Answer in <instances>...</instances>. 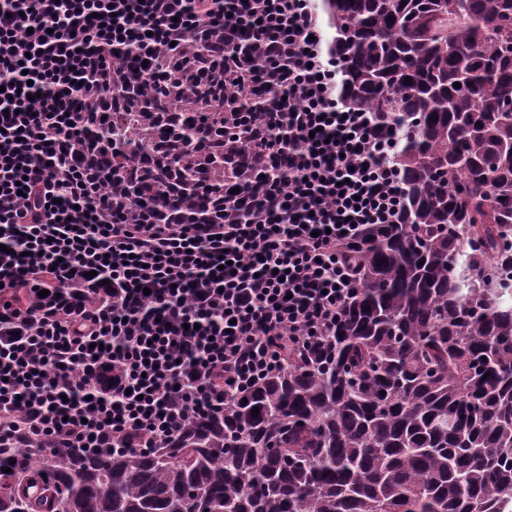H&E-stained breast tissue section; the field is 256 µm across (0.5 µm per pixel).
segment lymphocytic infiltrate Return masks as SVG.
<instances>
[{"mask_svg": "<svg viewBox=\"0 0 512 512\" xmlns=\"http://www.w3.org/2000/svg\"><path fill=\"white\" fill-rule=\"evenodd\" d=\"M319 0H0V447H166L336 327L358 285L343 251L403 211L396 137L344 101ZM199 104L195 155L237 119L262 183L193 224L172 189L119 193L150 85ZM98 292L63 309L26 288Z\"/></svg>", "mask_w": 512, "mask_h": 512, "instance_id": "1", "label": "lymphocytic infiltrate"}]
</instances>
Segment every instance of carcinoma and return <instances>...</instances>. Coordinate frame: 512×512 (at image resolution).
Segmentation results:
<instances>
[{"mask_svg":"<svg viewBox=\"0 0 512 512\" xmlns=\"http://www.w3.org/2000/svg\"><path fill=\"white\" fill-rule=\"evenodd\" d=\"M325 8L346 96L407 126L402 222L348 254L336 330L151 454L0 448V512H512V0ZM142 116L118 126L139 200L161 189L150 141L196 130L192 110L179 135ZM240 149L222 132L185 178L218 191Z\"/></svg>","mask_w":512,"mask_h":512,"instance_id":"cac0c4a2","label":"carcinoma"}]
</instances>
